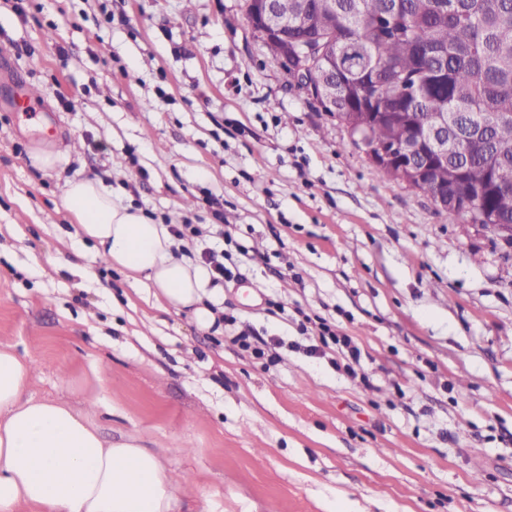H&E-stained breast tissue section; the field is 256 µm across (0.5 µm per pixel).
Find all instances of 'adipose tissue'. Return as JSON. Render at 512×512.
Masks as SVG:
<instances>
[{
	"instance_id": "ef3b65f1",
	"label": "adipose tissue",
	"mask_w": 512,
	"mask_h": 512,
	"mask_svg": "<svg viewBox=\"0 0 512 512\" xmlns=\"http://www.w3.org/2000/svg\"><path fill=\"white\" fill-rule=\"evenodd\" d=\"M63 205L81 239L132 285L153 289L199 328L215 325L207 268L176 258L163 225L114 203L99 180L68 181ZM32 370V359L0 347V512L22 504L36 512H197L142 438L112 442L86 406L27 393Z\"/></svg>"
}]
</instances>
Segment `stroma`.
Wrapping results in <instances>:
<instances>
[{
  "label": "stroma",
  "mask_w": 512,
  "mask_h": 512,
  "mask_svg": "<svg viewBox=\"0 0 512 512\" xmlns=\"http://www.w3.org/2000/svg\"><path fill=\"white\" fill-rule=\"evenodd\" d=\"M76 176L194 225L186 258L223 254L221 325L72 236ZM306 314L358 363L308 355ZM1 346L33 359L29 393L95 400L105 437H142L210 512H512V245L373 164L244 0H0ZM318 331L321 343L324 346H329V341L334 344L341 353L344 354V350H347L350 357L357 360L359 352L356 347L351 346V339L349 336H338L335 331L332 330L331 326L326 323L324 319L317 318Z\"/></svg>",
  "instance_id": "obj_1"
}]
</instances>
